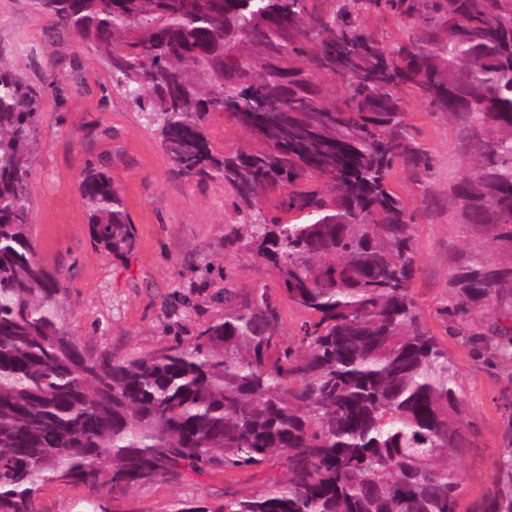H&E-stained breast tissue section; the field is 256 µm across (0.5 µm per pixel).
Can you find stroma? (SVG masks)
<instances>
[{
    "label": "stroma",
    "instance_id": "obj_1",
    "mask_svg": "<svg viewBox=\"0 0 512 512\" xmlns=\"http://www.w3.org/2000/svg\"><path fill=\"white\" fill-rule=\"evenodd\" d=\"M0 59L43 98L40 147L31 162L32 232L39 259L60 274V316L86 355L121 359L191 343L224 314L216 295L224 289L225 274H232L244 292L274 284L271 267L224 248L226 225L238 221L230 189L219 180L198 184L180 177L158 132L147 128L131 102L113 88L102 56L70 34L55 33L35 0H0ZM74 69L82 86L70 82ZM403 110L436 159V204L428 203L407 170L397 169L393 180L419 215L415 298L424 321L448 348L465 418L475 433L470 448L454 460L466 508L490 489L512 422V362L480 339L487 315L446 325L437 310L452 292L453 254L479 246L493 263L505 265L512 258L448 215V189L464 165L454 124L409 92L403 95ZM207 130L221 154L256 146L222 114L209 118ZM89 163L106 166L123 195L138 240L128 260L106 256L90 239L77 189ZM282 474L270 467L202 478L174 475L120 494L105 490L101 497L110 512H168L179 499L220 503L228 494H259L268 490L271 476ZM88 496L81 485L55 482L42 487L38 507L40 512H77Z\"/></svg>",
    "mask_w": 512,
    "mask_h": 512
}]
</instances>
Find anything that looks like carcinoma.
Instances as JSON below:
<instances>
[{"label":"carcinoma","mask_w":512,"mask_h":512,"mask_svg":"<svg viewBox=\"0 0 512 512\" xmlns=\"http://www.w3.org/2000/svg\"><path fill=\"white\" fill-rule=\"evenodd\" d=\"M104 55L112 86L159 133L189 180H221L239 223L224 247L276 271L188 345L115 360L85 355L59 315L56 271L37 259L31 158L39 92L0 61V512H37L42 486L124 492L174 474L284 465L270 489L170 512H460L453 458L472 444L456 370L422 319L418 214L393 188L424 184L434 157L405 120L412 91L457 128L466 165L448 211L512 253V0H37ZM415 30L388 51L362 14ZM339 85L342 93L330 95ZM266 101L280 112H259ZM216 112L262 151H214ZM78 191L95 246L128 259L137 238L106 168ZM448 320L488 312L512 349V265L472 249L453 261ZM308 312L302 351L279 301ZM492 487L466 512H512V421Z\"/></svg>","instance_id":"carcinoma-1"}]
</instances>
